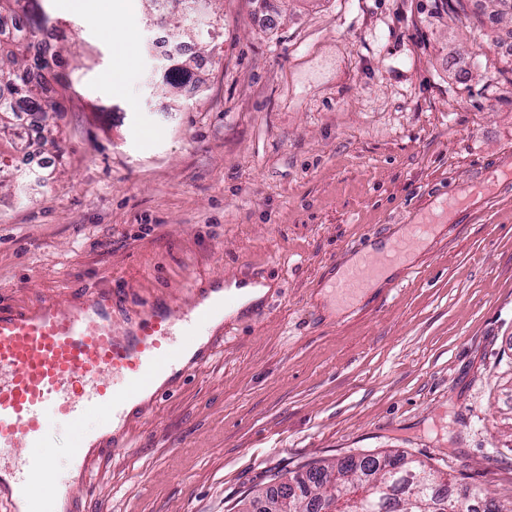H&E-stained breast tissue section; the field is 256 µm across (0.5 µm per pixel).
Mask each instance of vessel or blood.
Segmentation results:
<instances>
[{
  "label": "vessel or blood",
  "instance_id": "b4317fda",
  "mask_svg": "<svg viewBox=\"0 0 512 512\" xmlns=\"http://www.w3.org/2000/svg\"><path fill=\"white\" fill-rule=\"evenodd\" d=\"M512 173L489 170L476 193L492 198ZM430 224H410L402 240L381 256L364 254L356 265L331 279L334 305L352 306L383 264L397 263L402 274L411 265L404 256L422 243ZM116 292L101 288L68 305L48 299L37 310L0 305V501L10 512H56L59 501L75 498L70 481L49 479L40 449L47 417L55 415L80 432L70 448V466L85 472L99 453L125 450L127 441L111 432L90 440L81 429L92 414L123 422L131 395H141L147 410L165 394L166 380L195 372L210 356L212 343L198 344V330L217 307L196 299L191 309L143 302L134 318L115 328Z\"/></svg>",
  "mask_w": 512,
  "mask_h": 512
}]
</instances>
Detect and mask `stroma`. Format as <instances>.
I'll return each mask as SVG.
<instances>
[{"label":"stroma","instance_id":"1","mask_svg":"<svg viewBox=\"0 0 512 512\" xmlns=\"http://www.w3.org/2000/svg\"><path fill=\"white\" fill-rule=\"evenodd\" d=\"M38 0L74 88L47 187L0 188V304L119 289L190 307L258 276L257 303L90 466L76 512H237L274 473L399 451L512 499V21L490 0H219L205 83L151 85L135 29L119 86L97 0ZM455 200L408 279L341 313L319 301L359 244ZM497 171L498 169L496 168L487 171L486 174L476 182L474 186L475 193L482 194L487 198H494L502 185H510L512 179L511 170L500 171L498 173Z\"/></svg>","mask_w":512,"mask_h":512}]
</instances>
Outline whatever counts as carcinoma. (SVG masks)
<instances>
[{"instance_id":"cac0c4a2","label":"carcinoma","mask_w":512,"mask_h":512,"mask_svg":"<svg viewBox=\"0 0 512 512\" xmlns=\"http://www.w3.org/2000/svg\"><path fill=\"white\" fill-rule=\"evenodd\" d=\"M26 0H0V26L9 24L16 32L0 31V186L7 179L22 187L19 169L11 168L9 157L29 146L27 117L47 126L54 116L64 112L63 104L50 96L57 84L72 87L67 75L53 71L48 54L52 34L35 9ZM148 15L162 19L168 26L174 45L179 47L204 30L212 35L214 26L202 21L197 11L185 8L181 16L170 19L160 9L161 0H145ZM195 80L194 59L177 52L167 58L163 83L176 90ZM389 483L399 498L386 501L377 512H512V501L502 503L476 485L449 486L422 463L403 454L364 455L340 458L325 466L310 465L303 473L288 477V490L300 496L274 503L272 510L260 512H317L334 502L336 491L348 495L343 512H372L367 503L379 498V487Z\"/></svg>"}]
</instances>
